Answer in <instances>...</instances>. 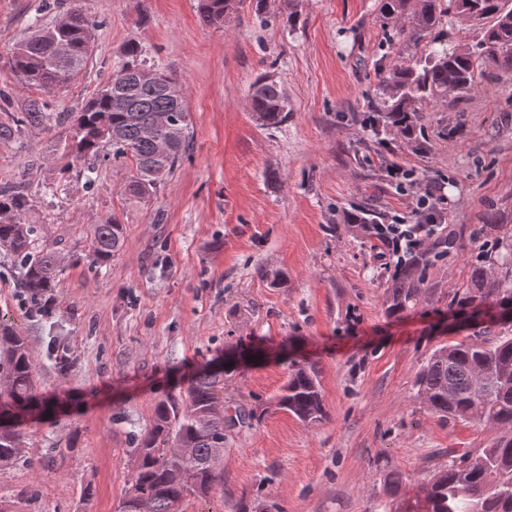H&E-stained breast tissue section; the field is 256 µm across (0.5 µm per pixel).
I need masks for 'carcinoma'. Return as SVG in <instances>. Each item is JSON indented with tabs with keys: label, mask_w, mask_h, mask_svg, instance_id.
Here are the masks:
<instances>
[{
	"label": "carcinoma",
	"mask_w": 512,
	"mask_h": 512,
	"mask_svg": "<svg viewBox=\"0 0 512 512\" xmlns=\"http://www.w3.org/2000/svg\"><path fill=\"white\" fill-rule=\"evenodd\" d=\"M52 0H41L31 20L30 35L12 49L9 66L17 80L30 88L52 91L85 69L94 51L97 24L82 10L72 8L49 24L42 14ZM237 0H199L206 25H222L235 11ZM385 15L407 20L410 35L431 33L444 17H457L478 30L477 41L461 49L432 51L415 57L382 78L377 89L378 112L410 144H420V112L426 104L450 93L467 96L484 79L512 72V0H380ZM65 48L70 65L60 67L55 57ZM156 76L144 80L141 71ZM179 80L170 72L146 64L143 48L128 42L121 54L117 77L86 99L76 112L54 114L33 99L22 112L0 122V139H18L26 130L64 122L71 132L65 146L69 171L84 165L86 183L95 184V163L131 161L133 174L124 192L150 200L186 156L190 116L184 94L171 85ZM250 108L259 125L277 129L288 121L287 97L281 83L268 73L258 75L249 88ZM37 203V193L19 181L0 186V249L13 258L18 287L31 311L45 316V302L60 288L64 259L57 251L35 245L40 228L23 221ZM92 264L105 267L124 242V226L111 219L87 232ZM423 249L398 266L387 288L386 313L400 317L414 308L423 293L426 269L448 255ZM502 278L488 277L483 262L472 267L468 288L452 305L474 326L512 318V244L502 254ZM0 466L20 458L22 427L54 414L59 403L37 393L27 338L0 321ZM232 367L206 368L189 382L185 396L165 393L155 402L152 423L133 435L129 454L133 470L118 506L145 501L148 512H178L184 498L207 495L224 472V439L235 421H261L264 411L250 409L224 415L215 408L214 390L224 384ZM416 385L429 408L445 420L493 422L509 428L485 448L452 454L448 465L435 471L424 496L406 497L403 477L387 476L388 493L397 507L384 512H512V334L488 339L476 336L435 349L418 375ZM278 408L305 423L326 419L318 370L293 363Z\"/></svg>",
	"instance_id": "obj_1"
}]
</instances>
